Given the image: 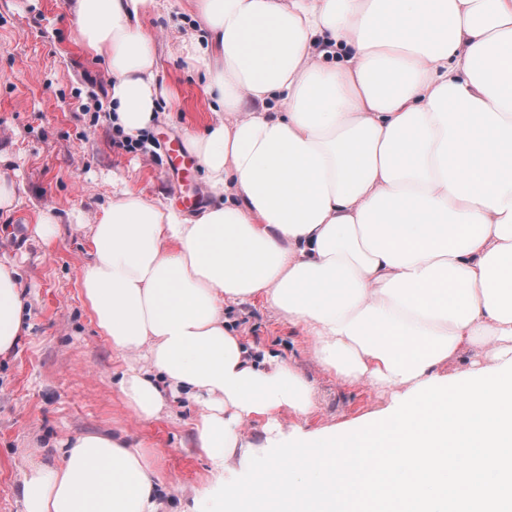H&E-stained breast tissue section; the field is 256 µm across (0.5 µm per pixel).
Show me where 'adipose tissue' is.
I'll return each mask as SVG.
<instances>
[{
  "label": "adipose tissue",
  "instance_id": "ef3b65f1",
  "mask_svg": "<svg viewBox=\"0 0 512 512\" xmlns=\"http://www.w3.org/2000/svg\"><path fill=\"white\" fill-rule=\"evenodd\" d=\"M146 140L170 88L142 18L161 0H69ZM181 53L215 106L182 141L211 202L123 187L89 227L82 296L136 417L197 408L223 512H512V0H189ZM261 303L318 365L386 407L318 431L314 389L229 313ZM0 256V356L27 332ZM474 353L471 369L448 364ZM290 413L295 421L282 425ZM259 425L260 441L247 428ZM143 442L79 434L25 472L21 512H171Z\"/></svg>",
  "mask_w": 512,
  "mask_h": 512
}]
</instances>
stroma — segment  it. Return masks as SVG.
<instances>
[{"label": "stroma", "instance_id": "obj_1", "mask_svg": "<svg viewBox=\"0 0 512 512\" xmlns=\"http://www.w3.org/2000/svg\"><path fill=\"white\" fill-rule=\"evenodd\" d=\"M66 2L0 0V152L10 158L0 174L22 185L13 209L0 212V255L18 263L30 326L17 350L0 357V512H20L21 479L30 463L57 458L68 437L119 429L147 444L166 485L178 489L175 512H187L210 469L194 446L195 409L172 400L161 419L141 420L125 407L115 386L125 363L98 332L81 292L88 226L110 202L114 181L178 209L188 197L209 202L201 169L175 171L164 156L183 128L211 117L203 79L180 54L190 29L187 3L166 0L161 15L142 20L157 34L173 96L152 134L153 150L127 152L113 144L108 77L79 43ZM44 213L59 222L48 246L33 234ZM234 317L250 344L279 354L311 382L308 429L382 407L368 388L323 371L307 336L275 311L244 305Z\"/></svg>", "mask_w": 512, "mask_h": 512}]
</instances>
